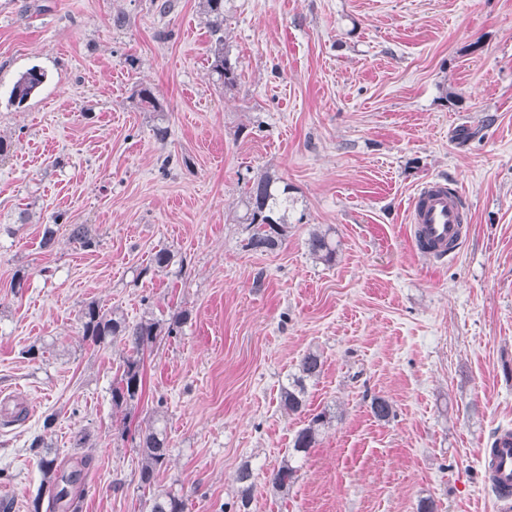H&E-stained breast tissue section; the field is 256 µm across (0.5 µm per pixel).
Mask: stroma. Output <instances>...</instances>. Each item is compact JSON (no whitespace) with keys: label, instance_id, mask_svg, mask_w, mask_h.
Returning <instances> with one entry per match:
<instances>
[{"label":"stroma","instance_id":"35a3bbf8","mask_svg":"<svg viewBox=\"0 0 512 512\" xmlns=\"http://www.w3.org/2000/svg\"><path fill=\"white\" fill-rule=\"evenodd\" d=\"M170 3L0 0V503L31 512L39 436L63 463L91 456L79 512H150L138 448L159 408L170 457L155 490L185 512H234L245 463L253 512H417L424 497L508 512L479 449L512 428V0H226L228 92L204 0ZM34 66L45 83L13 104ZM263 173L288 188L287 228L256 253L236 215ZM437 179L470 216L443 260L407 231L413 195ZM316 229L332 231L335 262L310 255ZM162 248L174 258L157 271ZM91 301L163 329L189 314L145 349L123 412L111 391L129 349L84 341ZM311 349L324 367L307 408L332 419L283 495L272 475L303 419L280 388ZM45 79V71L36 66L27 69L15 81L10 93V100L19 106L24 104L37 94Z\"/></svg>","mask_w":512,"mask_h":512}]
</instances>
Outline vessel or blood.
I'll use <instances>...</instances> for the list:
<instances>
[{"label": "vessel or blood", "mask_w": 512, "mask_h": 512, "mask_svg": "<svg viewBox=\"0 0 512 512\" xmlns=\"http://www.w3.org/2000/svg\"><path fill=\"white\" fill-rule=\"evenodd\" d=\"M416 248L447 256L459 250L466 233V207L447 184L433 181L413 197L409 210ZM486 482L498 499L512 498V430L501 429L492 447L482 449Z\"/></svg>", "instance_id": "b4317fda"}]
</instances>
